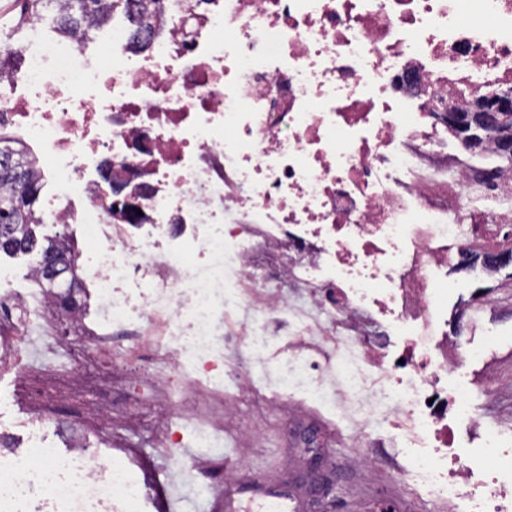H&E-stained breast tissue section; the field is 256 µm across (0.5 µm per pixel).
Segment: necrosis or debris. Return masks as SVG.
<instances>
[{"label": "necrosis or debris", "mask_w": 512, "mask_h": 512, "mask_svg": "<svg viewBox=\"0 0 512 512\" xmlns=\"http://www.w3.org/2000/svg\"><path fill=\"white\" fill-rule=\"evenodd\" d=\"M164 2L145 50L122 18L111 63L36 37L0 69V130L56 182L54 222L96 241L74 259L86 301L42 291L41 338L22 300L0 299V369L30 359L28 433L0 431V512L153 499L150 463L96 450L147 406L172 480L210 494L206 450L246 442L238 403L284 406L292 390L357 423L361 462L392 416L404 484L459 512H512V434L448 387L478 356L448 335L451 253L512 240V169L477 179L448 147V110L512 88V0ZM381 328L406 337L401 362L384 361ZM278 329L266 391L234 351ZM64 401L83 417L66 452L47 436Z\"/></svg>", "instance_id": "necrosis-or-debris-1"}]
</instances>
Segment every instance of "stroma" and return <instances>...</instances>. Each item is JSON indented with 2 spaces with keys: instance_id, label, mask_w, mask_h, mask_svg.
<instances>
[{
  "instance_id": "1",
  "label": "stroma",
  "mask_w": 512,
  "mask_h": 512,
  "mask_svg": "<svg viewBox=\"0 0 512 512\" xmlns=\"http://www.w3.org/2000/svg\"><path fill=\"white\" fill-rule=\"evenodd\" d=\"M36 254H0V295L33 300L38 291L29 272ZM448 317L456 319L479 289H488L489 306L481 316L487 333L473 344L481 357L461 365L452 385L471 391L475 412L503 431L512 432V281L506 272L489 277L481 269L448 274ZM240 419L258 431L243 454L224 457L225 470L235 480L262 489L286 490L305 502L307 512H375L379 498H402L404 487L396 471L406 466L404 456L366 469L353 464L350 425L316 403L303 413L269 409L250 403Z\"/></svg>"
}]
</instances>
